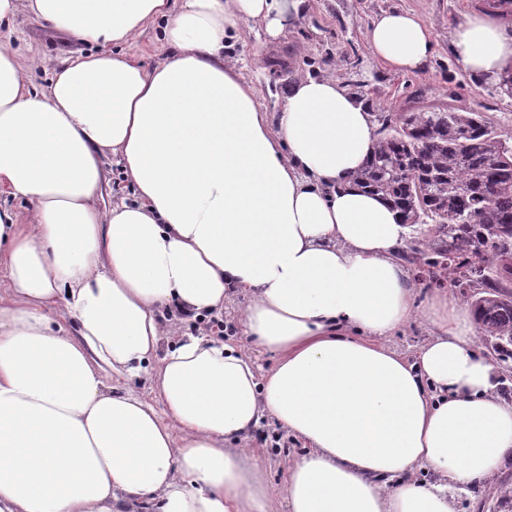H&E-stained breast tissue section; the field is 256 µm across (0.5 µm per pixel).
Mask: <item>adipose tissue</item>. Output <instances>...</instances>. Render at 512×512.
I'll return each mask as SVG.
<instances>
[{"mask_svg": "<svg viewBox=\"0 0 512 512\" xmlns=\"http://www.w3.org/2000/svg\"><path fill=\"white\" fill-rule=\"evenodd\" d=\"M307 0H0L86 44L41 59L0 50V512H273L245 445L269 418L307 452L288 512H455L450 488L512 456V401L475 321L447 293L417 306L398 258L409 229L355 174L372 112L335 79L299 76L266 112L224 57L240 26L277 40ZM168 54L128 53L145 26ZM374 58L410 72L433 53L413 12L380 13ZM460 70L512 75V0L448 31ZM131 197L105 199L104 158ZM240 291L245 334L276 357L172 335ZM431 327L407 359L388 344ZM146 377L155 403L115 381ZM236 438L240 447H229ZM434 481L418 480L419 471Z\"/></svg>", "mask_w": 512, "mask_h": 512, "instance_id": "ef3b65f1", "label": "adipose tissue"}]
</instances>
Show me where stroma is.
Segmentation results:
<instances>
[{
  "instance_id": "obj_1",
  "label": "stroma",
  "mask_w": 512,
  "mask_h": 512,
  "mask_svg": "<svg viewBox=\"0 0 512 512\" xmlns=\"http://www.w3.org/2000/svg\"><path fill=\"white\" fill-rule=\"evenodd\" d=\"M478 0H309L306 16L287 28L276 43L263 32L242 26L227 52L242 77L257 91L260 106L280 111L283 98L296 76L336 78L370 112H404L413 100L440 104L456 98L459 106L492 116L503 129L512 130V97L460 71L448 48V29ZM411 9L421 15L434 38V52L424 70L399 72L377 62L368 50L364 34L384 10ZM55 63L80 50L81 42L27 15H19L15 31L0 32V48ZM249 302L240 294L220 314L224 331L220 338L249 354L257 372L271 369L275 358L255 348L246 337L239 315ZM249 450L261 462L272 494H279L288 469L304 452L300 440L288 436L268 421ZM512 474V457L505 458L495 475L483 483L454 491L456 512H478L481 502L511 489L505 482Z\"/></svg>"
}]
</instances>
